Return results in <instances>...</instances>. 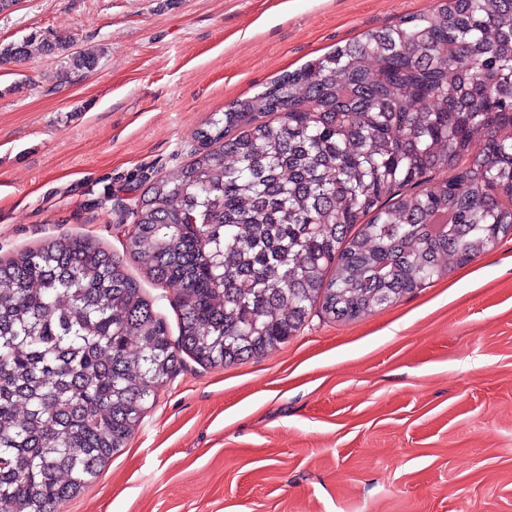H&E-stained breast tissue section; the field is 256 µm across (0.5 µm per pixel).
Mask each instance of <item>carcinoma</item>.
I'll use <instances>...</instances> for the list:
<instances>
[{"label":"carcinoma","instance_id":"obj_1","mask_svg":"<svg viewBox=\"0 0 512 512\" xmlns=\"http://www.w3.org/2000/svg\"><path fill=\"white\" fill-rule=\"evenodd\" d=\"M70 43L0 45V64ZM64 63L79 73L96 59ZM194 138L189 164L136 200L125 243L147 277L179 285L178 343L88 237L0 260V512L76 497L177 352L205 365L263 355L314 309L357 318L512 234V0H439L280 76Z\"/></svg>","mask_w":512,"mask_h":512}]
</instances>
